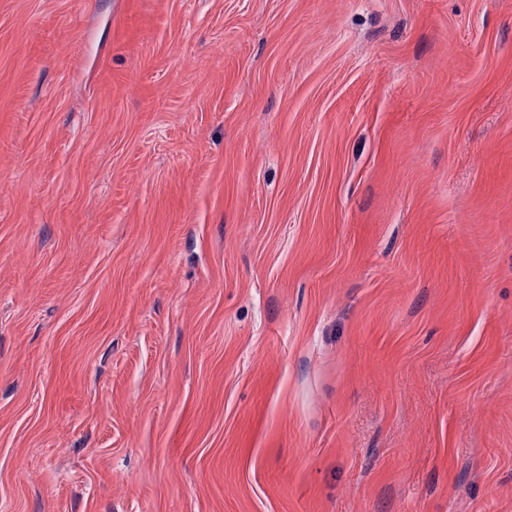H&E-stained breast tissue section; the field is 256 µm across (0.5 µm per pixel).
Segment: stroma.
<instances>
[{"instance_id": "obj_1", "label": "stroma", "mask_w": 512, "mask_h": 512, "mask_svg": "<svg viewBox=\"0 0 512 512\" xmlns=\"http://www.w3.org/2000/svg\"><path fill=\"white\" fill-rule=\"evenodd\" d=\"M0 512H512V0H0Z\"/></svg>"}]
</instances>
